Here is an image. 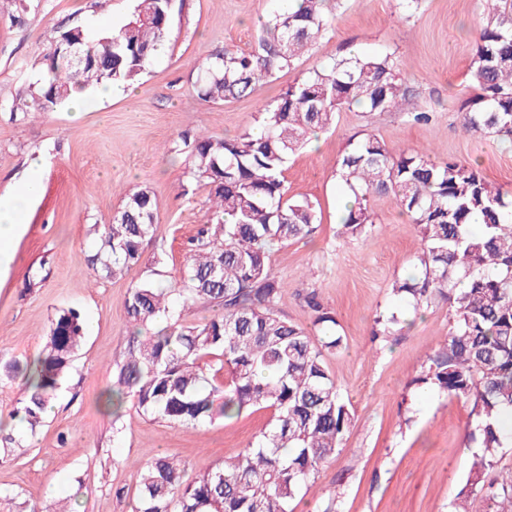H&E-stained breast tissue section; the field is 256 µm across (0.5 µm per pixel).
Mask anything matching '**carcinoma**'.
<instances>
[{
  "mask_svg": "<svg viewBox=\"0 0 512 512\" xmlns=\"http://www.w3.org/2000/svg\"><path fill=\"white\" fill-rule=\"evenodd\" d=\"M483 3L487 22L475 33L468 69L475 93L465 103L462 126L470 135L512 139V0ZM170 12L171 0H138L122 24L94 38L79 22L57 32L37 62V79L0 100V112L21 121L34 109L65 105L75 89L134 84L163 49ZM331 26L326 0H299L295 9L273 12L257 49L226 51L202 65L198 97L218 103L254 94L262 81L292 68ZM72 43L88 64L69 66ZM408 94L392 56L350 52L264 105L253 129L235 138L183 137L172 148L187 153L186 174L209 187L212 205L188 242L180 287L147 280L130 289L133 340L105 402L116 409L129 397L144 415L195 427L250 410H267L271 420L255 442L192 481L173 455L141 464L135 512H291L300 489L336 456L353 421L325 364L326 352L342 344L338 322L313 291L305 296L315 314L310 329L271 307L283 292L269 263L273 246L309 235L318 222L312 201L288 197L284 172L289 157L332 126L338 113L390 112ZM336 179L350 198L338 237L357 240L371 230L377 195L392 196L417 225V265L394 280L391 293L414 314L438 299L452 312L448 336L414 384L473 402L469 439L479 453L456 512H475L477 499L480 512H512V473L498 484L487 480L504 447L501 416L512 412V200L472 166L396 153L368 133L348 143ZM156 224L151 191L127 194L112 223L95 228L93 271L124 276L139 263ZM202 300L220 313L201 324L188 321ZM158 321L165 326L142 335ZM404 321L381 315L374 336H389ZM83 334L80 313L60 309L37 358L4 365L7 377H25L17 413L27 433L34 434L51 409Z\"/></svg>",
  "mask_w": 512,
  "mask_h": 512,
  "instance_id": "carcinoma-1",
  "label": "carcinoma"
}]
</instances>
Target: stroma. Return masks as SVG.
I'll return each mask as SVG.
<instances>
[{"mask_svg":"<svg viewBox=\"0 0 512 512\" xmlns=\"http://www.w3.org/2000/svg\"><path fill=\"white\" fill-rule=\"evenodd\" d=\"M282 5L173 0L166 48L138 84L114 89L78 119L65 106L29 113L21 122L0 113L1 195L32 157H46L12 256L0 264V362L35 358L59 309H77L85 324L82 347L43 423L24 447L0 453V512L65 497L73 512H133L137 470L152 456H178L192 478L223 464L265 428V411L191 427L145 416L130 401L115 415L100 399L129 348L130 289L148 279L178 285L184 247L209 206L207 188L186 175L183 156L171 151L174 143L186 132L233 138L252 129L263 105L313 66L351 49L390 54L413 96L400 112L339 113L333 127L290 158L284 173L289 197L313 201L321 217L312 235L274 247L270 263L284 282L274 311L310 326L304 297L313 291L335 315L343 343L327 354L326 364L354 413L335 458L292 508L322 512L340 487L335 512H454L473 459L471 406L413 383L451 329L449 305L436 302L409 328L373 337L375 318L396 307L391 286L410 273L419 231L383 195L371 201V233L355 241L337 238L342 190L336 163L350 140L371 132L398 153L477 164L494 187L512 193V140L460 130L484 6L481 0H420L416 11L405 13L397 0H329L331 29L294 67L251 96L199 99L200 67L216 53L253 50L262 20ZM133 6L134 0H31L20 16L12 0H0V99L14 93L56 30L78 21L90 33L108 31ZM418 105L430 112L429 122L407 118ZM142 186L156 200L158 224L140 263L119 279L95 275L89 264L95 225L110 223L125 194Z\"/></svg>","mask_w":512,"mask_h":512,"instance_id":"1","label":"stroma"}]
</instances>
